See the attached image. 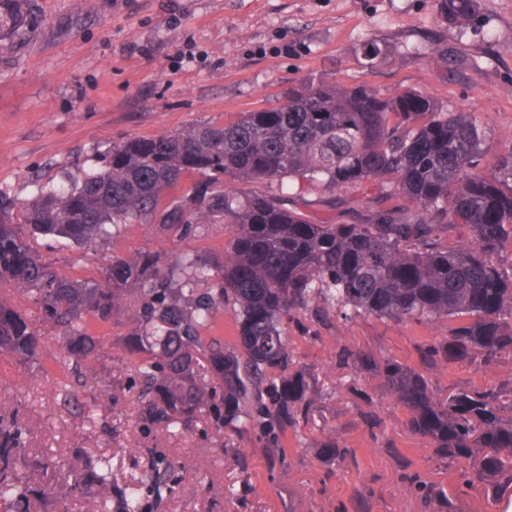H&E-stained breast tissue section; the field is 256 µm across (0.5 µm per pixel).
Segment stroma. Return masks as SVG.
<instances>
[{
	"instance_id": "1",
	"label": "stroma",
	"mask_w": 512,
	"mask_h": 512,
	"mask_svg": "<svg viewBox=\"0 0 512 512\" xmlns=\"http://www.w3.org/2000/svg\"><path fill=\"white\" fill-rule=\"evenodd\" d=\"M35 29L0 52V192L31 198L37 183L92 169L113 143L152 138L201 122L218 125L238 113L276 105L288 88L324 75L345 87L366 85L388 96L430 95L451 110L473 113L489 135L482 161L512 150V0H479L480 22L462 30L441 21L437 0H36ZM388 49L367 61L365 42ZM351 191L303 192L290 208L332 224H356L373 211ZM225 224L187 237L130 224L111 252L219 254ZM38 250L77 276H101V255L74 246ZM297 363L316 375L322 398L309 418L288 430L283 460L269 464L258 440L196 426L160 436L141 432L137 403L121 391L116 409L100 410L110 429L83 426L54 403L67 382L53 331L29 369L0 357V396L19 418H45L29 435L33 448H84L111 456L125 474H141L132 451L162 448L182 481L162 512H429L412 494L407 473L456 496L457 512H500L482 485L460 487L455 468L436 461L429 440L369 367L340 365L346 347L391 356L423 369L427 344L444 340L447 320L424 323L362 316L325 326L289 324ZM441 395L484 389L512 376V356L474 369L453 363L428 370ZM365 387L363 403L350 384ZM333 432L354 463L327 470L314 442Z\"/></svg>"
}]
</instances>
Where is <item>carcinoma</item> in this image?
<instances>
[{
	"label": "carcinoma",
	"instance_id": "carcinoma-1",
	"mask_svg": "<svg viewBox=\"0 0 512 512\" xmlns=\"http://www.w3.org/2000/svg\"><path fill=\"white\" fill-rule=\"evenodd\" d=\"M439 18L475 24L478 0H437ZM37 21L34 0H0V51ZM489 137L475 116L406 91L381 97L324 76L290 89L282 104L240 113L222 125L200 123L158 138L112 145L101 167L37 185L18 203L0 193V286L37 306L34 319L0 295V355L35 366L38 323L61 341L73 383L54 400L100 423L80 393L98 406L116 399L112 384L138 390L146 427L186 431L207 417L216 428L256 436L270 464L288 428L307 418L319 397L310 368L294 360L284 319L374 316L421 323L448 320V339L426 346V367L467 363L475 369L512 355V150L486 172ZM200 180L183 186V178ZM263 183L264 191L224 194V179ZM375 190L378 210L363 224L314 222L288 208L284 187L321 192ZM229 224L224 252L168 257L110 255L101 279H79L40 253L38 240L97 251L128 224H155L189 235ZM481 242L458 249L449 231ZM238 317V345L207 335L224 305ZM126 328L135 362L115 366L102 383L103 340L90 321ZM339 363L371 360L343 349ZM387 390L409 413L410 429L433 455L457 469L461 484L480 483L491 502L512 487V379L480 391L435 394L426 371L390 356L375 362ZM32 426L0 415V512H70L68 502H96L97 512H159L181 478L165 453L147 449L148 473L126 480L110 459L84 448H28ZM321 461L341 465L351 451L328 434ZM413 491L435 512H456L455 497L417 475Z\"/></svg>",
	"mask_w": 512,
	"mask_h": 512
}]
</instances>
